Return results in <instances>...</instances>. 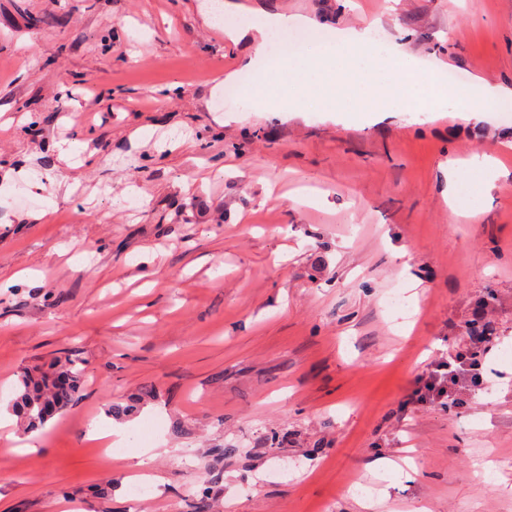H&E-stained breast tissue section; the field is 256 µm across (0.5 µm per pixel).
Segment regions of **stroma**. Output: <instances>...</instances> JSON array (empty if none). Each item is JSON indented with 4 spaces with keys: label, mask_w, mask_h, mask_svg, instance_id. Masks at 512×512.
<instances>
[{
    "label": "stroma",
    "mask_w": 512,
    "mask_h": 512,
    "mask_svg": "<svg viewBox=\"0 0 512 512\" xmlns=\"http://www.w3.org/2000/svg\"><path fill=\"white\" fill-rule=\"evenodd\" d=\"M224 2L0 0V414L25 369L85 372L0 450V512H512V110L247 111ZM235 2L512 81V0ZM490 293L483 384L405 407ZM110 401L159 428L140 504L86 435Z\"/></svg>",
    "instance_id": "stroma-1"
}]
</instances>
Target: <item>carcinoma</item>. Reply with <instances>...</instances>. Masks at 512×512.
Segmentation results:
<instances>
[{"instance_id": "obj_1", "label": "carcinoma", "mask_w": 512, "mask_h": 512, "mask_svg": "<svg viewBox=\"0 0 512 512\" xmlns=\"http://www.w3.org/2000/svg\"><path fill=\"white\" fill-rule=\"evenodd\" d=\"M84 378V369L70 358H57L38 374L23 372L12 404L22 433L27 434L65 413L80 397Z\"/></svg>"}]
</instances>
